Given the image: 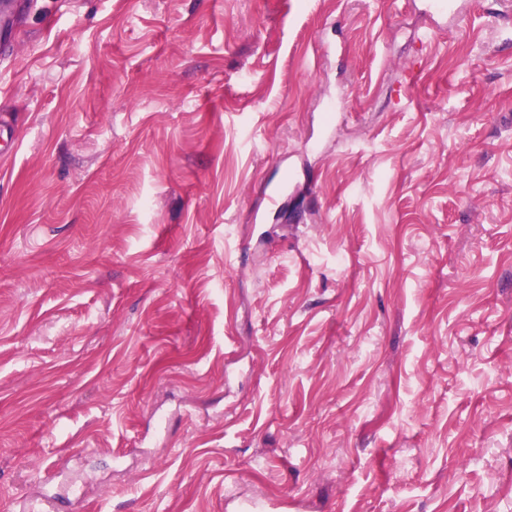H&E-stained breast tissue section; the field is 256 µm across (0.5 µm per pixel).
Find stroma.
<instances>
[{"mask_svg":"<svg viewBox=\"0 0 512 512\" xmlns=\"http://www.w3.org/2000/svg\"><path fill=\"white\" fill-rule=\"evenodd\" d=\"M453 3L23 0L0 512H512V0Z\"/></svg>","mask_w":512,"mask_h":512,"instance_id":"35a3bbf8","label":"stroma"}]
</instances>
